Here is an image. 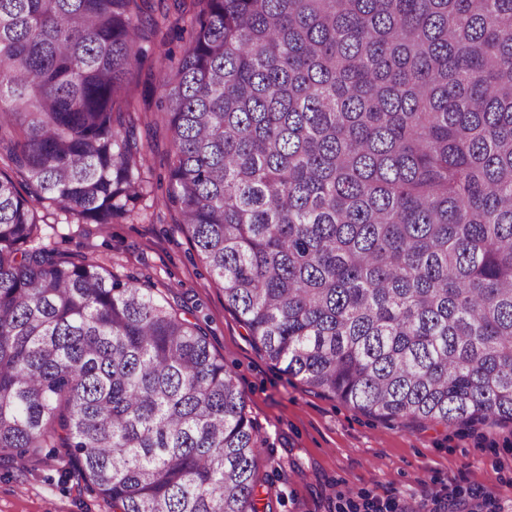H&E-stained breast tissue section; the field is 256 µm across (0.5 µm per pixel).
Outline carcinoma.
I'll list each match as a JSON object with an SVG mask.
<instances>
[{
    "label": "carcinoma",
    "mask_w": 512,
    "mask_h": 512,
    "mask_svg": "<svg viewBox=\"0 0 512 512\" xmlns=\"http://www.w3.org/2000/svg\"><path fill=\"white\" fill-rule=\"evenodd\" d=\"M158 91L165 204L272 362L375 416L512 423V0H0V461L60 448L112 512H265L202 328L34 246L48 208L135 212Z\"/></svg>",
    "instance_id": "1"
}]
</instances>
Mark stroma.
<instances>
[{"label":"stroma","instance_id":"35a3bbf8","mask_svg":"<svg viewBox=\"0 0 512 512\" xmlns=\"http://www.w3.org/2000/svg\"><path fill=\"white\" fill-rule=\"evenodd\" d=\"M136 133L152 189L138 215L101 226L57 212L40 243L136 277L202 327L261 431L259 471L272 512H442L448 500L471 512H512V425L384 420L309 391L252 344L164 205L170 137L161 113H139ZM69 466L46 450L1 461L0 512H111L84 485L60 483Z\"/></svg>","mask_w":512,"mask_h":512}]
</instances>
